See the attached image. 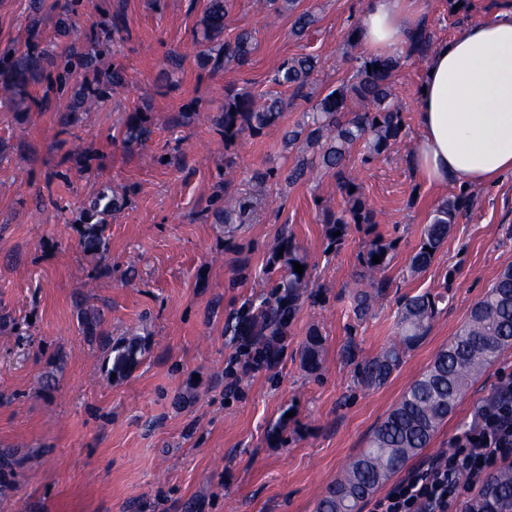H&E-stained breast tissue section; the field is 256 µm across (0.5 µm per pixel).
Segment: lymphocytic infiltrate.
<instances>
[{
    "instance_id": "f902f5d3",
    "label": "lymphocytic infiltrate",
    "mask_w": 512,
    "mask_h": 512,
    "mask_svg": "<svg viewBox=\"0 0 512 512\" xmlns=\"http://www.w3.org/2000/svg\"><path fill=\"white\" fill-rule=\"evenodd\" d=\"M512 461V380L502 383L452 451L408 473L370 512H453L464 492Z\"/></svg>"
}]
</instances>
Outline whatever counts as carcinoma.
Masks as SVG:
<instances>
[{
    "label": "carcinoma",
    "instance_id": "carcinoma-1",
    "mask_svg": "<svg viewBox=\"0 0 512 512\" xmlns=\"http://www.w3.org/2000/svg\"><path fill=\"white\" fill-rule=\"evenodd\" d=\"M269 5L276 6L278 13L294 15L292 33L297 37L304 36L317 23L313 13L296 12L297 0H269ZM229 10L230 0H208L202 19V39L209 43L207 57L215 68L229 61L246 64L255 47L253 32L248 29L240 30L232 39L222 38ZM361 45V26L355 23L349 27L344 42L346 52L355 61L353 75L326 94L315 97L310 92L314 75L320 69L319 58L292 57L284 60L273 76L275 85L291 90L289 100L277 94L257 98L251 93L229 89L224 95V113L218 119L224 124L226 141L244 133L258 136L277 124L288 103L297 98L312 100L302 121L284 134L288 145L297 149L296 161L284 181L293 185L316 169L336 179L344 206L325 213L328 237L334 243L342 240L350 224L376 223V214L367 203L361 185L347 170L352 149L364 146L366 154L362 162L367 163L387 152L400 138L404 127L402 112L392 100L401 56L353 53ZM435 45L434 36L423 27L410 39L406 56L425 59ZM83 65V59L72 54L26 52L8 70L4 90L26 89L49 67L61 66L71 71ZM375 65L378 69L368 70ZM353 99L361 103L357 110L350 107ZM247 204L248 200L239 198L225 201L224 223L242 221ZM472 204V193L461 187L458 193L436 206L431 222L424 227L422 243L411 258V272H421L431 265L459 214ZM337 231L340 235L333 236ZM103 246V229L98 224L91 225L83 236L84 249L98 253ZM283 246V254H274L272 264L279 265L284 273L271 293L258 295L259 304H251L241 311L235 328L241 336L284 338L288 335V326L307 293L310 271L303 249L293 239L284 240ZM393 248V242L376 236L359 255L366 288L354 294L358 315H365L373 302L385 294L388 281L382 273L390 264ZM375 256L380 258V263H373ZM297 262L304 266L301 275L295 272ZM436 313V297L428 293L408 296L398 319L399 343L360 360L355 348L347 347L346 357L354 364L358 380L367 386L383 384L400 367L406 352L427 336ZM99 343L111 364L110 372L118 379L129 375L145 352V344L138 337L115 343L101 337ZM509 347H512V262L500 271L491 288L473 306L448 347L436 355L429 369L407 388L376 428L369 448L346 464L340 477L318 501L316 512H360L365 500L429 444L475 376ZM301 363L310 373L321 367L322 338L315 329L309 332L301 350ZM469 512H512V466L500 469L487 480Z\"/></svg>",
    "mask_w": 512,
    "mask_h": 512
}]
</instances>
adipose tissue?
I'll list each match as a JSON object with an SVG mask.
<instances>
[{
    "instance_id": "adipose-tissue-1",
    "label": "adipose tissue",
    "mask_w": 512,
    "mask_h": 512,
    "mask_svg": "<svg viewBox=\"0 0 512 512\" xmlns=\"http://www.w3.org/2000/svg\"><path fill=\"white\" fill-rule=\"evenodd\" d=\"M422 0H366L367 53L401 50L424 17ZM419 100L417 176L428 184L491 186L512 173V6L435 47Z\"/></svg>"
}]
</instances>
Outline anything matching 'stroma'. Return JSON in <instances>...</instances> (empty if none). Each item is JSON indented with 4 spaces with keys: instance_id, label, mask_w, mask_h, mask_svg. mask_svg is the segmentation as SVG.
I'll list each match as a JSON object with an SVG mask.
<instances>
[{
    "instance_id": "obj_1",
    "label": "stroma",
    "mask_w": 512,
    "mask_h": 512,
    "mask_svg": "<svg viewBox=\"0 0 512 512\" xmlns=\"http://www.w3.org/2000/svg\"><path fill=\"white\" fill-rule=\"evenodd\" d=\"M38 38L28 32L33 0H0V48L53 45L93 57L94 72L71 75L70 91L47 82L0 91V449L13 465L0 478V512H316L409 385L448 346L471 308L512 261V173L474 189V203L453 224L433 263L409 264L434 208L452 188L423 183L410 164L419 136L418 93L426 61H405L393 84L402 136L385 155L351 165L377 214L350 225L331 245L325 210L344 201L331 175L286 186L254 174L292 166L283 134L302 118L296 100L259 136L224 139L215 120L224 91L260 95L283 60L311 54L322 62L316 90L351 74L344 39L365 0H300L317 24L291 32L293 17L262 0H234L225 39L243 28L256 37L245 66L213 68L196 37L208 0H67L70 33L55 31L54 0H42ZM504 0H470L449 14L448 0H423L436 42L491 18ZM120 68L124 88L80 94L91 74ZM194 120H185V113ZM149 128L128 144L132 117ZM233 165H225V157ZM110 188L108 212L93 203ZM226 194L249 198L244 223L217 215ZM102 225L107 249L85 252V229ZM380 235L396 248L390 283L364 318L352 296L358 256ZM305 251L314 301L304 302L272 367L230 386L225 368L239 354L232 327L255 283L280 274L270 263L282 238ZM441 294L428 335L383 384L363 386L345 356H376L397 337L405 297ZM104 308L102 330L138 336L146 351L127 377L111 378L80 314ZM323 338L322 365L305 371L310 330ZM512 377V347L471 384L415 468L450 450L479 406Z\"/></svg>"
}]
</instances>
